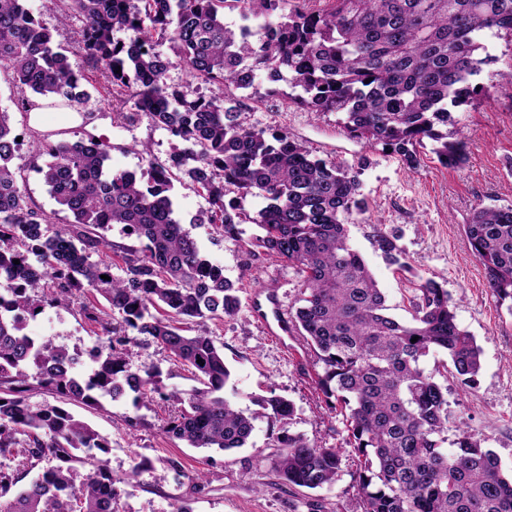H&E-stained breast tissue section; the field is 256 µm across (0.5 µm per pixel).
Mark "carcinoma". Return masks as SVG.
Segmentation results:
<instances>
[{
    "mask_svg": "<svg viewBox=\"0 0 512 512\" xmlns=\"http://www.w3.org/2000/svg\"><path fill=\"white\" fill-rule=\"evenodd\" d=\"M281 0H59L65 14L84 19L85 57L103 69L108 86L129 90L134 115L172 134L181 146L170 156L208 199L193 224H218L234 240L240 200L265 205L254 223L263 231L248 246L296 265L303 288L295 326L325 366L323 392L330 409L341 405L349 444L358 455L355 480L365 512H512V476L485 439L461 431L454 450L442 447L448 431V388L439 368L424 358L444 350L454 376L472 388L482 367L476 339L460 327L448 289L432 278L416 288L411 321L387 314L383 291L349 243L346 222L365 210L359 171L311 156L286 134L246 128L241 102L223 95L189 99L166 82L180 67L193 79L223 89L255 86L266 73L286 78L300 93L291 100L312 112H341L352 138L381 144L410 168L417 148L434 143L447 167L465 160V142L448 139L449 108L470 102L487 58L485 41L512 37V0H334L326 11H296L256 26ZM238 11L244 23L225 22ZM131 33L116 41L113 32ZM173 43L174 56L155 51L153 37ZM14 70L16 87L73 108L88 101V77L55 45L50 30L22 0H0V65ZM10 112L0 108V512H114L117 479L105 460L89 453L109 442L59 405H33L32 384L60 399L88 404L96 396L159 400L168 408L164 434L190 448H243L253 416L224 397L231 372L224 351L207 332L183 334V317L234 315L240 306L224 269L207 259L174 216L172 184L164 167L150 178L113 170L108 145L38 141L49 160L39 168L56 204L73 221L49 226L31 207L11 162L19 146ZM122 227L131 243L105 232ZM488 287L512 302V206H477L463 225ZM373 246L403 268L397 238L384 232ZM125 277H112L111 254ZM19 264H14V260ZM109 279L104 280L102 276ZM50 280L52 301L68 306L87 289L101 294L119 325L83 307L100 325L109 353L82 372L69 351L24 333L44 311L40 289ZM166 307L157 317L149 307ZM148 335L188 367L201 387L167 392L161 371H131V336ZM417 341H412L413 337ZM277 420L293 404L275 394L255 399ZM277 472L288 485L331 486L341 452L311 444L287 430L276 436ZM88 467L73 481L74 464ZM30 483L22 480L34 469Z\"/></svg>",
    "mask_w": 512,
    "mask_h": 512,
    "instance_id": "carcinoma-1",
    "label": "carcinoma"
}]
</instances>
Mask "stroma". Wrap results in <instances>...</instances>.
<instances>
[{
  "mask_svg": "<svg viewBox=\"0 0 512 512\" xmlns=\"http://www.w3.org/2000/svg\"><path fill=\"white\" fill-rule=\"evenodd\" d=\"M25 8L48 26L56 44L82 66L90 78L99 72L89 65L82 49L83 22L65 16L58 0H25ZM482 94L452 109L447 129L467 144L468 159L459 167L439 163L432 148L420 151V164L410 169L400 156L383 146L350 138L339 112L313 113L293 103L287 82L269 94L266 80L256 82V95L225 85L223 95L243 100L239 121L247 128H266L288 134L314 155L360 169L365 210L348 219L349 241L364 258L385 293L390 313L411 318L410 301L419 280L432 278L447 288L459 325L475 337L482 349V369L475 387L463 388L448 380V427H468L484 437L485 445L512 469V309L487 286L484 268L468 248L463 226L474 207L512 206V40L493 39L489 58L478 78ZM34 95H21L10 67H0V107L12 115L21 142L13 159L17 182L33 208L60 225L71 221L59 211L37 172L41 160L32 142H75L94 136L110 145L108 164L116 170L145 171L149 163L166 165L176 144L165 129L146 118L126 119L130 107L110 87L100 86L88 104L80 107L81 124L38 132L29 125ZM148 155H141V147ZM182 223L204 253L223 266L224 275L238 287V312L221 320H184L189 334L208 331L224 347L231 371L227 398L254 414V430L247 447L231 451L189 448L166 437L160 425L166 413L151 401H135L133 392L120 399L100 397L98 405H70V412L86 422L110 447L104 458L117 477L115 512H364L363 499L353 479L357 460L349 445L347 422L328 408L318 380L324 366L307 348L298 330L271 335L258 317L253 297L274 290L281 313L292 317L303 277L296 266L265 251L224 237L220 226L197 224L193 218L208 201L187 178L174 181L170 192ZM396 235L408 268L396 270L373 246L375 231ZM108 310L102 295L93 292L82 303L48 306L29 321L26 332L51 339L69 352L108 348L99 328L83 316V305ZM132 369H160L167 390L187 392L198 382L151 338L141 336L128 346ZM275 394L290 400L294 414L275 422L257 409L253 397ZM303 435L310 443L342 451L341 472L331 486L306 490L290 487L278 476L272 436L280 429ZM147 468L131 477L139 462Z\"/></svg>",
  "mask_w": 512,
  "mask_h": 512,
  "instance_id": "stroma-1",
  "label": "stroma"
}]
</instances>
